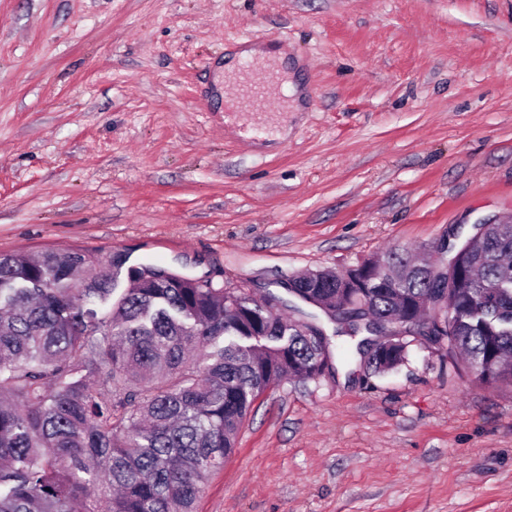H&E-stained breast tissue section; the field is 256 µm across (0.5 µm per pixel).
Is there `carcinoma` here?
I'll return each instance as SVG.
<instances>
[{"mask_svg":"<svg viewBox=\"0 0 512 512\" xmlns=\"http://www.w3.org/2000/svg\"><path fill=\"white\" fill-rule=\"evenodd\" d=\"M444 253L450 275L395 249L341 280L304 276L290 296L305 304L365 305L359 320L328 316L331 335L126 254L1 253L0 512H195L270 385L356 354L393 370L410 341L376 336L431 314L477 383L512 387V224H477Z\"/></svg>","mask_w":512,"mask_h":512,"instance_id":"obj_1","label":"carcinoma"}]
</instances>
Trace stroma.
<instances>
[{"instance_id": "stroma-1", "label": "stroma", "mask_w": 512, "mask_h": 512, "mask_svg": "<svg viewBox=\"0 0 512 512\" xmlns=\"http://www.w3.org/2000/svg\"><path fill=\"white\" fill-rule=\"evenodd\" d=\"M282 48L288 109L224 116ZM512 221V0H0V253H130L254 297ZM198 512H512V387L421 337L255 402ZM399 337L393 338L386 345L381 346H379L381 340L362 338L356 344L355 353L360 355L361 360L365 358L366 369L373 373L393 370L403 364L406 359L407 347L410 345L408 339L403 340Z\"/></svg>"}]
</instances>
